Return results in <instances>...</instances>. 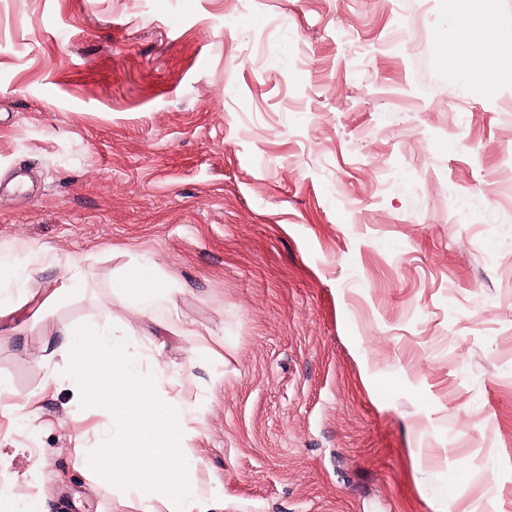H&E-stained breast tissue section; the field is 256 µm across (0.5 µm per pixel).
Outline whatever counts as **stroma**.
<instances>
[{
  "label": "stroma",
  "mask_w": 512,
  "mask_h": 512,
  "mask_svg": "<svg viewBox=\"0 0 512 512\" xmlns=\"http://www.w3.org/2000/svg\"><path fill=\"white\" fill-rule=\"evenodd\" d=\"M472 13L512 42V0H0V248L85 274L0 319V475L137 512L44 346L107 312L204 403L224 512H512V53L445 56ZM142 260L150 317L111 290ZM476 18L478 22L468 20ZM444 45L448 42L459 47L473 44L476 55L466 49L465 65L468 70L474 69L477 75L476 83L483 86L494 85L497 81L495 60L502 54L505 46L511 49V44L504 41L496 24L481 15H468L462 24L443 35ZM83 273L77 260H69L64 266L55 285L39 297L38 311L58 305L63 298L78 288L83 282Z\"/></svg>",
  "instance_id": "obj_1"
}]
</instances>
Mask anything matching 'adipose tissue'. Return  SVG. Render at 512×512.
I'll list each match as a JSON object with an SVG mask.
<instances>
[{
	"instance_id": "1",
	"label": "adipose tissue",
	"mask_w": 512,
	"mask_h": 512,
	"mask_svg": "<svg viewBox=\"0 0 512 512\" xmlns=\"http://www.w3.org/2000/svg\"><path fill=\"white\" fill-rule=\"evenodd\" d=\"M443 40L475 46V53L465 56L467 69L475 71L480 85L496 83L495 61L506 46L496 24L484 17L466 19L445 32ZM57 264V258L44 251L21 257L0 249V318L28 303L26 288L35 269ZM62 267L54 286L40 297V308L55 307L82 284L77 260ZM112 291L123 301L135 302L142 313L170 302L173 295L165 278L142 266L117 277ZM88 344L93 356L84 361L78 353ZM149 351L144 343L116 335L105 316L65 331L55 350L68 368L77 401L110 407L112 436L101 439L94 464L116 491L135 498L138 512H218L222 503L198 484L196 460L188 449L198 435L193 423L201 410L178 400L174 389L180 374L149 362Z\"/></svg>"
}]
</instances>
